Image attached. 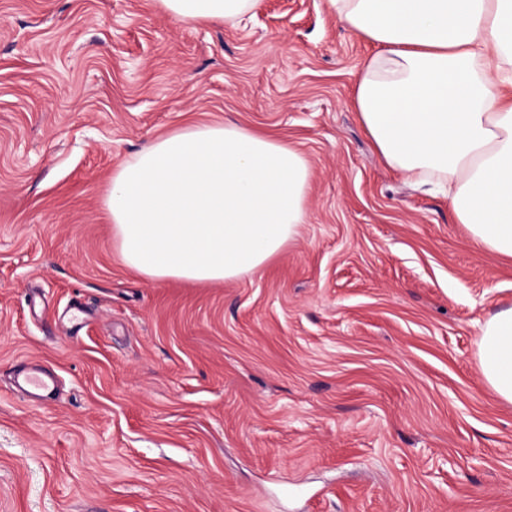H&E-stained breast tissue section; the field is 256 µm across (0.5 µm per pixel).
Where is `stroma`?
Segmentation results:
<instances>
[{
	"instance_id": "obj_1",
	"label": "stroma",
	"mask_w": 512,
	"mask_h": 512,
	"mask_svg": "<svg viewBox=\"0 0 512 512\" xmlns=\"http://www.w3.org/2000/svg\"><path fill=\"white\" fill-rule=\"evenodd\" d=\"M377 50L327 0H0V512H512L478 364L512 260L378 155L353 104ZM226 121L303 153L306 222L252 274L150 280L112 174ZM23 363L57 394L16 391ZM256 2L257 0H160L166 12L185 23L241 19Z\"/></svg>"
}]
</instances>
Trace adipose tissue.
I'll list each match as a JSON object with an SVG mask.
<instances>
[{
	"label": "adipose tissue",
	"mask_w": 512,
	"mask_h": 512,
	"mask_svg": "<svg viewBox=\"0 0 512 512\" xmlns=\"http://www.w3.org/2000/svg\"><path fill=\"white\" fill-rule=\"evenodd\" d=\"M257 0H160L185 23L244 17ZM380 47L354 104L373 144L414 180L447 184L473 239L512 258V0H328ZM310 167L237 124L192 125L112 175L105 204L124 261L152 280H233L278 256L306 220ZM479 370L512 404V307L483 325Z\"/></svg>",
	"instance_id": "adipose-tissue-1"
}]
</instances>
